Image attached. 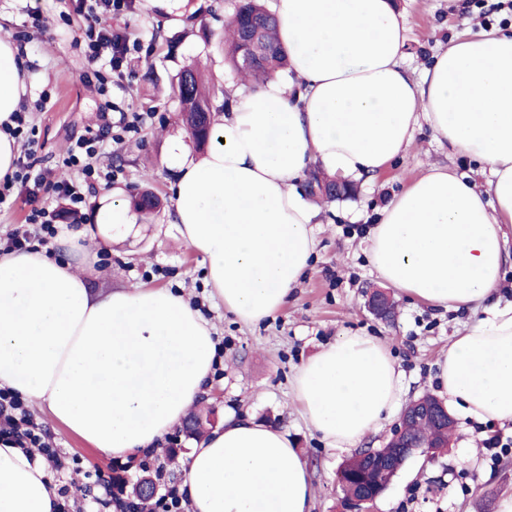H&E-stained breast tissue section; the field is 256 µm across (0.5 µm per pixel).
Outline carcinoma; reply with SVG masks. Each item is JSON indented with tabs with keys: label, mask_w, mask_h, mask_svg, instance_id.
<instances>
[{
	"label": "carcinoma",
	"mask_w": 512,
	"mask_h": 512,
	"mask_svg": "<svg viewBox=\"0 0 512 512\" xmlns=\"http://www.w3.org/2000/svg\"><path fill=\"white\" fill-rule=\"evenodd\" d=\"M225 56L241 81L253 85L262 83L288 69V52L278 37L277 19L262 4V0H239L232 15L224 22ZM249 58L248 66L242 65ZM176 90L181 106V119L198 148H203L212 134L216 92L205 84L202 72L184 68L176 77ZM161 205L160 198L144 190L134 199L136 209L152 213ZM415 432L422 439L442 445L448 442V432L433 424H419ZM337 480L344 500L349 496L373 498L385 490L373 473L362 468V462L351 459L343 463Z\"/></svg>",
	"instance_id": "obj_1"
}]
</instances>
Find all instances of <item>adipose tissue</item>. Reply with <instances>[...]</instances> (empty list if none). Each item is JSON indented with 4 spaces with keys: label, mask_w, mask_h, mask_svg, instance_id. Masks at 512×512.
Instances as JSON below:
<instances>
[{
    "label": "adipose tissue",
    "mask_w": 512,
    "mask_h": 512,
    "mask_svg": "<svg viewBox=\"0 0 512 512\" xmlns=\"http://www.w3.org/2000/svg\"><path fill=\"white\" fill-rule=\"evenodd\" d=\"M289 77L228 89L215 141L194 158L174 141V208L211 295L245 324L275 316L317 248L297 185L313 166L347 181L386 170L421 126L476 160L485 186L432 168L378 213L367 251L378 278L475 318L438 361L437 390L476 422L512 424V300L499 297L512 240V30L453 36L419 78L393 0H276ZM24 60L0 38V179L19 146L5 130L26 93ZM89 262L0 253V388L44 407L103 453L154 448L200 398L213 326L182 294H94ZM402 373L384 343L344 336L296 371L292 396L330 447H357L395 408ZM190 512H311L312 475L285 434L253 419L189 449ZM38 454L0 446V512H56Z\"/></svg>",
    "instance_id": "obj_1"
}]
</instances>
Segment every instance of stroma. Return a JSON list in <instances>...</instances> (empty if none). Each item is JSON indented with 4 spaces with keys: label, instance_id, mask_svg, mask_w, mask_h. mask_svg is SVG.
Segmentation results:
<instances>
[{
    "label": "stroma",
    "instance_id": "obj_1",
    "mask_svg": "<svg viewBox=\"0 0 512 512\" xmlns=\"http://www.w3.org/2000/svg\"><path fill=\"white\" fill-rule=\"evenodd\" d=\"M407 29L404 67L419 77L433 57L447 49L451 35L484 26L512 25V15H487L493 0H394ZM236 0H183L181 16H155L143 0L114 16L113 26L140 42L120 72L109 66L105 92L83 81L88 68L77 36L84 20L73 0H0V37L20 39L26 53L29 86L22 105L35 128L33 151L49 174L64 172L74 138L93 135L108 106L146 113L140 130L107 141L101 165L118 175L90 190L82 209L91 215L111 203L113 189L133 196L145 186L162 196L163 207L122 235L109 225L96 228L83 245L93 265L89 283L106 292L142 285L184 293L197 303L223 342L224 357L200 400L216 419L234 414L280 428L307 463L313 481L312 512H346L336 472L346 452L329 447L303 420L291 393L296 370L322 347L346 335L378 338L403 373L400 405L432 393L437 362L452 336L473 319L470 310L445 312L393 291L396 314L376 319L365 307L378 278L368 261L363 228L377 210L429 168H446L484 184L480 165L449 154L429 128L415 134L412 146L394 166L361 180L350 198L319 203L317 251L310 269L273 319L245 325L226 314L210 296L201 257L180 237L171 190V139L185 135L175 88L182 67L197 62L216 89L238 84L224 59V20ZM29 411L50 433L57 448L80 458L85 470L110 473L114 460L93 448L39 406ZM472 420H457L448 448L411 458L372 512H497L501 496L512 494V451L490 460Z\"/></svg>",
    "mask_w": 512,
    "mask_h": 512
}]
</instances>
